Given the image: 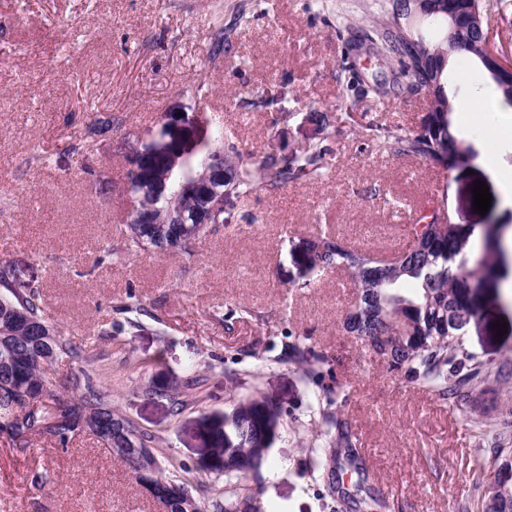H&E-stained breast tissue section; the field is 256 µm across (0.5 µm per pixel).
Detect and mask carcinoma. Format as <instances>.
<instances>
[{
    "mask_svg": "<svg viewBox=\"0 0 512 512\" xmlns=\"http://www.w3.org/2000/svg\"><path fill=\"white\" fill-rule=\"evenodd\" d=\"M450 3L458 10L483 14L482 0H428L425 15L410 18L415 4L406 2L401 5L405 12L401 26L386 11L375 33L399 63L407 89L415 94L429 89L433 94L431 110L416 131L388 130L375 139L376 145L447 169L468 161L462 140L451 131L448 60L464 54L479 61L495 90L512 103V90L503 86L492 62L481 52L480 31L466 32L456 48L448 49ZM203 123L201 140L181 151L183 160L176 164L156 153V144L168 136L163 127L157 131L156 143L130 147L143 162L144 178L152 180V188L143 190L146 183L138 180L127 183V193L138 205L124 224L127 245L154 252L189 234L198 215L209 213L215 204V197L201 190L221 167L230 173L231 189L238 197L284 188L325 170L330 148L322 143L277 161L239 149L231 133L210 119L203 118ZM472 235L473 231L451 223L445 211L435 208L411 224L408 248L390 257L326 237L301 239L292 249L300 252V264L312 275L333 265L350 274L355 301L342 316L345 332L391 370L448 399L465 388L484 387L491 376L459 339L474 315V282L483 276L480 267L466 265ZM289 349L305 364V374L316 386L312 408L336 427V435L318 452L317 463L326 473L339 456L351 457L348 426L325 409L335 403L331 390L322 385L325 356L301 343ZM61 362L74 366L63 385L72 392L69 398L51 392L44 383L46 369ZM99 378L81 345L46 321L38 287H17L11 267L0 264V434L20 441L32 435L47 437L64 449L76 435L91 434L130 471L143 466L156 471L151 496L165 512H183L182 501L172 495L176 486L187 490L202 512L209 508L212 512H267L249 479L257 478L267 465L282 426V404L250 396L225 406L224 422L208 432L210 446L224 456L225 488L204 502L181 478L186 468L156 447L158 438L112 409L97 384ZM18 388L25 389L33 402L14 401L13 390ZM45 397L62 404L61 412L52 414L43 402ZM481 512H512V448L500 449Z\"/></svg>",
    "mask_w": 512,
    "mask_h": 512,
    "instance_id": "obj_1",
    "label": "carcinoma"
}]
</instances>
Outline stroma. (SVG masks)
I'll return each instance as SVG.
<instances>
[{
    "mask_svg": "<svg viewBox=\"0 0 512 512\" xmlns=\"http://www.w3.org/2000/svg\"><path fill=\"white\" fill-rule=\"evenodd\" d=\"M384 0H0V262L19 285L39 286L47 320L102 354V389L113 409L155 434L163 454L183 464L193 487L215 490L207 471L202 418L222 422L232 397L260 393L288 415L256 486L282 512H349L325 493L315 464L327 424L310 421L313 388L286 344L300 341L326 358L324 382L339 397L330 411L354 434L356 464L336 475L357 501L382 496L385 512H478L498 448H512V378L476 400H442L392 371L340 326L353 300L346 272L328 268L311 284L294 281L292 242L323 233L388 256L407 244L410 212L441 205L453 223L512 227L492 174L477 163L479 142L497 149L480 122L454 115L467 164L374 151L366 124L416 130L423 95L375 96L396 60L354 44ZM487 37L512 60V0H484ZM226 50L213 57L216 33ZM201 84L205 99L188 87ZM495 99L470 58L457 56L448 79L452 105L473 94ZM287 113L273 122L274 112ZM219 115L239 148L264 154L327 142L318 180L224 203L189 253L144 251L107 259L123 245L125 148L150 139L163 115ZM336 117L322 126L316 113ZM98 115L112 130L94 136ZM87 145L86 154L74 152ZM485 182L487 214L473 188ZM499 284L482 283L461 341L478 360L512 365V257L494 259ZM143 312L131 317L128 302ZM234 317H227L228 308ZM507 325L497 333L496 323ZM108 335H100V328ZM196 371L209 398L178 408L170 389ZM156 385L147 398L140 389ZM47 474L49 487L32 479ZM0 512H164L133 474L89 434L60 447L46 438L18 443L0 434Z\"/></svg>",
    "mask_w": 512,
    "mask_h": 512,
    "instance_id": "obj_1",
    "label": "stroma"
}]
</instances>
